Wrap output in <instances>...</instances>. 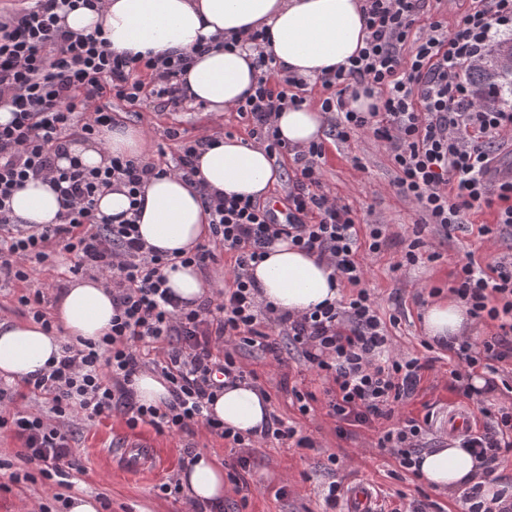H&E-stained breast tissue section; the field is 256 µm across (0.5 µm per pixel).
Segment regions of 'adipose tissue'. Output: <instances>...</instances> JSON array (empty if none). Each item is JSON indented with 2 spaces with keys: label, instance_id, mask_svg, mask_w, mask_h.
<instances>
[{
  "label": "adipose tissue",
  "instance_id": "1",
  "mask_svg": "<svg viewBox=\"0 0 512 512\" xmlns=\"http://www.w3.org/2000/svg\"><path fill=\"white\" fill-rule=\"evenodd\" d=\"M362 0H100L98 11L78 8L62 16L67 29L83 34L102 30L117 54L164 57L183 54L192 63L185 75L186 94L206 111H230L254 87L259 76L252 52L229 47L233 37L264 29L266 46L285 72L315 81L323 72L348 65L365 45L367 31ZM289 147L305 149L325 136L326 117L318 107L287 108L274 119ZM60 166L76 157L89 168L108 164L117 155L147 158L140 130L117 125L103 142L72 141ZM280 168L264 146L238 138H219L197 161V178L212 192L266 199L278 183ZM26 224H53L61 200L43 178L17 188L10 202ZM210 216L195 186L176 175H162L142 188L137 225L147 245L172 254L190 250L209 234ZM257 300L294 316L324 301L341 297L343 284L326 261L285 242L276 243L252 271ZM112 288L101 277L73 279L57 300L59 331L40 324L0 319V380L18 383L45 368L60 351L63 339L100 340L112 327ZM425 332L432 341L470 333L473 319L455 297L430 299L423 311ZM210 414L225 426L246 433L261 431L269 413L260 390L242 383L228 387L211 402ZM422 479L436 490L459 495L482 484L493 495L494 484L482 483L483 466L467 449L430 448L420 454ZM188 498L203 507L224 499V469L210 455L196 452L179 476Z\"/></svg>",
  "mask_w": 512,
  "mask_h": 512
}]
</instances>
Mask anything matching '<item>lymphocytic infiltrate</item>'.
Masks as SVG:
<instances>
[{
  "instance_id": "lymphocytic-infiltrate-1",
  "label": "lymphocytic infiltrate",
  "mask_w": 512,
  "mask_h": 512,
  "mask_svg": "<svg viewBox=\"0 0 512 512\" xmlns=\"http://www.w3.org/2000/svg\"><path fill=\"white\" fill-rule=\"evenodd\" d=\"M96 2L27 0L24 7L0 15V101H8L13 112L9 123L0 124V279L34 283L37 263L58 246L72 255L71 272L89 271L111 285L115 308L111 331L100 342L63 344L56 364L27 381L29 393L47 400L48 414L0 415V428H12L30 466L11 473L10 481L38 474L68 485L73 447L54 418L93 421L117 412L132 429L148 423L181 434L204 424L240 449L230 479L243 482L249 464L243 451L252 438L225 427L205 409L224 386L248 379L236 349L274 353L278 334L310 370L332 381L331 417L349 426L393 418L429 364L391 351L377 304L361 286L366 267L358 257L363 247L372 254L381 251L385 227L370 224L358 232L353 209L324 189L321 144L294 156L299 175L288 192L285 217L248 196L204 194L212 243L180 252L178 259L202 269L216 261L218 251L230 252L231 284L193 306L166 288L168 256L146 248L134 220L116 224L101 215L97 198L116 185L137 198L143 185L159 175L194 179L206 140L170 126L164 136L178 149L175 162L116 156L103 168L89 169L76 159L57 168L56 159L71 138L96 140L119 123L113 100L137 107L155 99L173 108L184 101V58L119 56L108 50L104 37L61 26L59 7L91 8ZM426 7L427 0H364L366 45L349 66L322 76L331 94L320 108L335 113L342 139L369 132L388 145L394 185L416 203L421 224L448 232L462 225L465 211L493 204L494 223L479 228L492 238L512 230V163H504L498 152L512 143V111L478 104L465 74L495 46L497 34L512 31V0H473L453 26L442 17L425 16ZM266 39L262 30L247 38L260 76L236 110L248 119L250 137L275 156L287 145L272 116L305 104L308 84L279 74L275 58L263 49ZM361 96L371 100L364 111L353 106ZM41 176L58 191L63 211L60 223L35 229L19 222L10 199L23 183ZM281 239L327 259L353 289L347 304H321L296 317L261 306L248 269ZM450 291L475 318L497 323L483 344L464 339L452 347L461 363L452 376L469 398L473 389L464 384V371L481 368L493 390L498 363L512 359V255L494 257L484 266L471 260L457 264ZM147 367L168 384L165 406L134 398L131 383ZM480 412L483 430L468 431L459 445L483 461L489 478L500 455L512 452V409L484 405ZM425 431V423L404 418L383 432L378 445L415 474Z\"/></svg>"
}]
</instances>
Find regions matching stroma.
Segmentation results:
<instances>
[{
  "instance_id": "obj_1",
  "label": "stroma",
  "mask_w": 512,
  "mask_h": 512,
  "mask_svg": "<svg viewBox=\"0 0 512 512\" xmlns=\"http://www.w3.org/2000/svg\"><path fill=\"white\" fill-rule=\"evenodd\" d=\"M112 107L123 113L126 124L145 133L153 157L158 154L166 127L179 124L198 137L211 124L209 115L200 108L174 110L147 101L131 116L121 102H113ZM322 144L325 154L321 172L326 188L349 204L360 221L387 227L385 246L364 258L368 272L362 286L376 298L382 318H398L397 324L388 328L393 349L432 362L431 369L423 372L415 396L398 407L395 415L418 420L431 417L425 447L446 446L455 439L448 429V411L465 404L466 399L450 375L457 361L426 338L421 309L431 288L447 289L454 267L466 257L483 265L491 257L511 253L512 233H503L494 243L482 240L478 228L493 223L495 211L488 207L472 211L465 216L466 228L448 233L434 226L426 228L418 235L423 241L419 262L394 271V264L400 263L408 244L417 237L413 230L420 214L417 206L393 186L395 169L388 147L369 134L341 140L331 123L326 126ZM433 252L440 255L434 262L428 259ZM70 264V255L63 254L40 265L46 312H53L57 295L72 281ZM237 358L257 374L256 384L268 395L272 413L293 422L299 436L309 439L310 445L301 448L295 441L274 439L256 443L248 451L246 487L238 490L233 483L225 485L224 512H322L323 491L334 480L348 488L365 487L385 512H410L413 502L419 500L430 503V512H458L457 497L435 491L378 447L379 433L388 427L386 421L339 434L337 420L327 413L326 382L306 370L296 351L283 349L279 364L250 348L238 351ZM293 386L315 394L308 414H301L288 395V388ZM133 437L153 449L154 468L131 472L117 463L119 449ZM189 442L226 468L235 457L230 445L200 424L193 426L191 434L172 435L148 424L129 429L118 414L76 422L72 444L77 468L69 490L92 495L100 504L99 512H192V503L184 493L167 495L162 491L164 484L178 479L187 460L184 446ZM22 452L13 433L0 429V512H26L31 503L63 512L61 504L53 499L54 490L48 481L39 478L10 483L11 470L25 466Z\"/></svg>"
}]
</instances>
